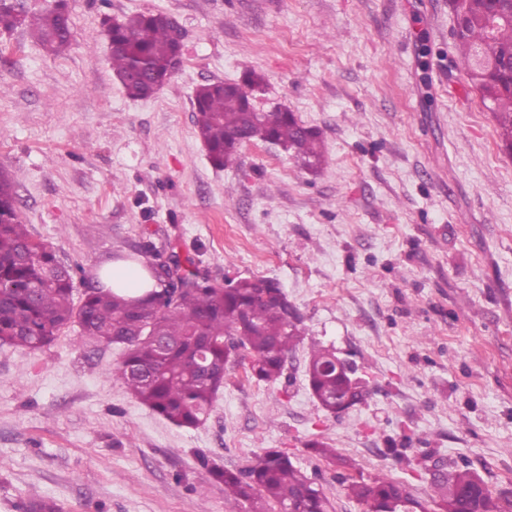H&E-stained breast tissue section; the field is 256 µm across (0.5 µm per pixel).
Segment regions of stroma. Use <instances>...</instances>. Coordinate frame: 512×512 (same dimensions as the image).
<instances>
[{
  "label": "stroma",
  "instance_id": "1",
  "mask_svg": "<svg viewBox=\"0 0 512 512\" xmlns=\"http://www.w3.org/2000/svg\"><path fill=\"white\" fill-rule=\"evenodd\" d=\"M64 54L0 32V170L18 215L75 296L115 256L153 245L212 282L277 281L303 320L282 376L229 363L207 417L180 428L113 371L119 346L63 330L37 350L0 346V512L52 499L62 512H252L213 465L287 453L327 496L363 512L351 474L384 475L427 508L435 464L470 463L512 490V155L468 77L449 0H68ZM161 12L183 28L182 62L149 99L114 74L108 22ZM261 77L257 110L317 128L325 163L243 144L216 169L196 135L195 88ZM366 382L333 415L306 376L309 344Z\"/></svg>",
  "mask_w": 512,
  "mask_h": 512
}]
</instances>
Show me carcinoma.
Masks as SVG:
<instances>
[{"mask_svg": "<svg viewBox=\"0 0 512 512\" xmlns=\"http://www.w3.org/2000/svg\"><path fill=\"white\" fill-rule=\"evenodd\" d=\"M457 14L456 42L470 62V80L499 125L503 146L512 152V71L499 69L498 59L512 54V12L491 22V0H452ZM24 27L47 51L64 53L71 44L67 0H55L40 13L26 0H0V32ZM112 70L133 100L151 97L171 75V62L182 55V38L160 13H137L109 28ZM194 124L212 164L237 162L246 141L271 140L302 166L317 169L325 162L320 134L300 124L288 111H255L244 87L206 82L193 94ZM15 178L0 172V345L39 349L65 328L81 336L124 348L115 369L117 379L141 404L179 427H196L213 407L224 386L226 366L239 350L250 356L251 376L278 380L288 352L302 340L300 320L287 295L266 278L213 284L194 272L190 285L173 293L156 266L161 255L144 263L157 288L134 298L120 288L85 289L74 303L72 267L59 262L47 245L32 239L17 213ZM356 369L336 352L311 350L306 375L322 409L336 412V402L354 405L363 398ZM224 496L233 503L254 505V512H328L329 501L292 462L288 454L268 450L242 470L211 468ZM348 497L366 512H426L397 482L377 476L369 482L344 475ZM439 512H512V491L492 492L469 465H455L433 479Z\"/></svg>", "mask_w": 512, "mask_h": 512, "instance_id": "cac0c4a2", "label": "carcinoma"}]
</instances>
